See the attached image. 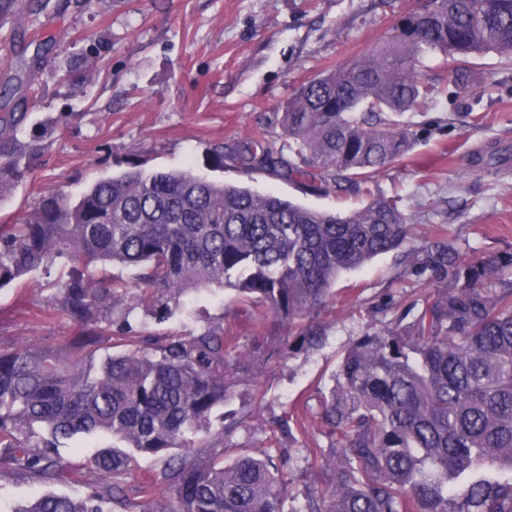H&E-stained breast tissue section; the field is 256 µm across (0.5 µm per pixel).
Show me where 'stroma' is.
I'll return each mask as SVG.
<instances>
[{
	"mask_svg": "<svg viewBox=\"0 0 512 512\" xmlns=\"http://www.w3.org/2000/svg\"><path fill=\"white\" fill-rule=\"evenodd\" d=\"M413 2L94 0L85 8L80 0H47L36 20L0 22V49L11 58L31 59V39L40 35L56 42L51 68L65 67L88 49L104 65L91 82L79 77L61 83L49 70L33 72L40 97L34 118L56 132L43 139L31 173L0 199V224L16 222L44 193L62 189L76 196L94 178L134 166L148 172L189 167L330 213L359 207L365 197L352 189L311 195L277 175L248 174L239 153L256 130L279 135L282 108L301 85L372 49ZM430 76L439 93L403 114L414 134L412 147L376 176L378 191L400 197L414 241L444 229L468 256L512 252V157L488 172L472 168L490 148L512 149V64L485 56L466 89L446 69L433 68ZM218 146L224 149L220 166L213 162ZM72 269L60 259L49 272L0 288V349L18 342H68L73 326L54 294ZM113 273L130 283L126 304L135 330L149 328L159 339L223 328L246 369L208 428L223 433L226 460L247 450L272 457L288 485L283 512H302L308 493L323 486L326 465L339 453L319 414L345 352L431 287L397 251L344 273L317 317L324 336L312 349L297 329L239 304L230 288L189 292L167 321L156 323L149 314L153 302L135 284L133 270L117 267ZM281 342L288 345L286 357L264 362L267 347ZM111 442L101 435L63 449L68 474L51 484L0 468V512H19L46 494L87 496L101 483L90 458ZM160 470L156 458L138 456L111 512H171L170 484L159 485L150 498L140 492L142 482Z\"/></svg>",
	"mask_w": 512,
	"mask_h": 512,
	"instance_id": "1",
	"label": "stroma"
}]
</instances>
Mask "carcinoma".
Instances as JSON below:
<instances>
[{"mask_svg":"<svg viewBox=\"0 0 512 512\" xmlns=\"http://www.w3.org/2000/svg\"><path fill=\"white\" fill-rule=\"evenodd\" d=\"M44 8L0 0V18ZM489 53L512 63V0H434L297 91L282 112L288 147L253 133L240 155L247 170L279 172L311 192L362 188L366 202L344 214L190 169L134 167L76 198L44 194L21 220L0 224V287L61 256L95 266L91 278L79 271L58 286L76 328L65 348L0 349V464L53 483L63 477L56 449L104 432L163 462L142 492L170 483L172 512H282L286 486L271 461H224L221 435L187 439L231 398L236 362L224 331L123 336L127 350L95 364L100 339L132 312L122 304L127 282L108 266L135 270L159 323L184 293L229 286L317 345L322 329L307 313L332 299L342 273L409 238L399 198L372 184L411 148L400 117L437 93L427 62L466 86ZM13 80L0 83V106L12 107L0 116V193L22 181L38 151L23 141L38 95L17 98ZM412 255L435 291L346 351L322 404L343 462L304 512H512V253L468 260L442 231ZM36 427L46 436L32 445ZM134 461L104 449L91 459L104 481L86 498L45 496L28 512H104Z\"/></svg>","mask_w":512,"mask_h":512,"instance_id":"1","label":"carcinoma"}]
</instances>
